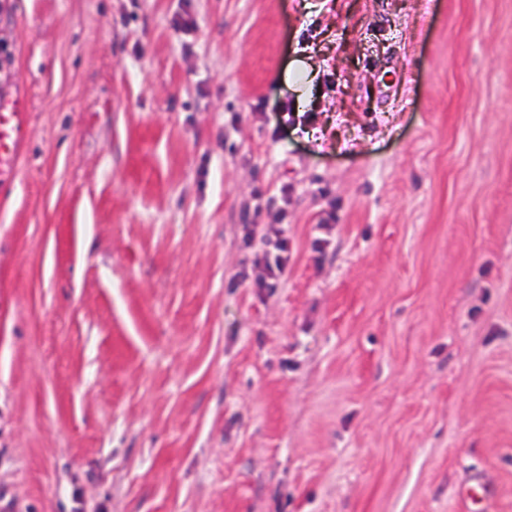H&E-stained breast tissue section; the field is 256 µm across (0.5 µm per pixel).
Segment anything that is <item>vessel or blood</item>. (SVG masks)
I'll list each match as a JSON object with an SVG mask.
<instances>
[{
  "instance_id": "obj_1",
  "label": "vessel or blood",
  "mask_w": 512,
  "mask_h": 512,
  "mask_svg": "<svg viewBox=\"0 0 512 512\" xmlns=\"http://www.w3.org/2000/svg\"><path fill=\"white\" fill-rule=\"evenodd\" d=\"M31 123L28 97L0 94V181L11 180L17 169L19 146Z\"/></svg>"
}]
</instances>
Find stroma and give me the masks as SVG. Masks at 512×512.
I'll return each mask as SVG.
<instances>
[{"label":"stroma","instance_id":"stroma-1","mask_svg":"<svg viewBox=\"0 0 512 512\" xmlns=\"http://www.w3.org/2000/svg\"><path fill=\"white\" fill-rule=\"evenodd\" d=\"M0 41V512H466L475 471L512 512V0H0ZM31 123V103L27 96L0 94V181L11 180L17 169L19 146ZM268 224L264 235L265 244L273 250L256 253L252 260L253 270H258L255 282L260 288H276L288 266V237L285 235L287 224ZM273 237L275 239H273Z\"/></svg>","mask_w":512,"mask_h":512}]
</instances>
